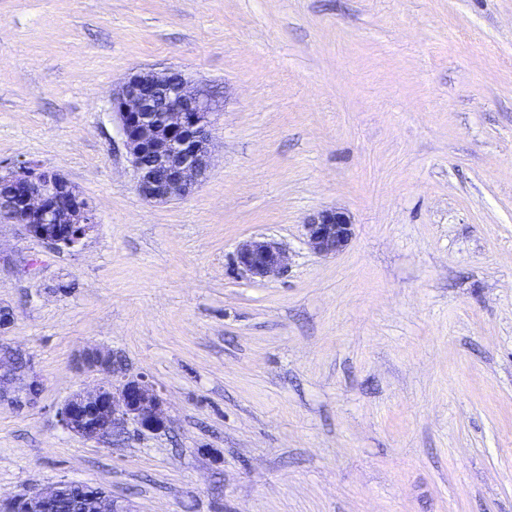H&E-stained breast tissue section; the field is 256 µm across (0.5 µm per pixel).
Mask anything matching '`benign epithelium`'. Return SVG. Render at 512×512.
<instances>
[{
	"instance_id": "7a95c632",
	"label": "benign epithelium",
	"mask_w": 512,
	"mask_h": 512,
	"mask_svg": "<svg viewBox=\"0 0 512 512\" xmlns=\"http://www.w3.org/2000/svg\"><path fill=\"white\" fill-rule=\"evenodd\" d=\"M112 112L119 122L124 145L136 173L139 194L158 203L189 196L205 175L210 160V107L184 75L137 71L126 76L112 93ZM8 201L7 220L27 234L58 249H74L86 238L97 215L91 202L61 173L36 161L12 167L0 165V199ZM355 227L350 216L334 208L310 213L303 236L311 252L334 257L351 243ZM233 262L254 279L264 280L285 271L287 250L264 236L238 243ZM0 349V404L21 410L35 402V380L17 385L28 362ZM84 363L104 377L91 388L73 392L58 411L60 426L98 444L115 441L134 426L139 433L158 434L169 418L161 391L145 376L111 379L115 364L101 350L85 353ZM85 484L62 479L28 494L0 499V512H54L71 488ZM80 512H132L129 505L97 489L79 498Z\"/></svg>"
}]
</instances>
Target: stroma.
Wrapping results in <instances>:
<instances>
[{
  "label": "stroma",
  "instance_id": "1",
  "mask_svg": "<svg viewBox=\"0 0 512 512\" xmlns=\"http://www.w3.org/2000/svg\"><path fill=\"white\" fill-rule=\"evenodd\" d=\"M213 109L183 200H145L112 115L135 71ZM97 207L59 251L0 222V496L60 479L132 512H512V0H0V163ZM355 225L304 243L316 210ZM265 236L279 277L230 265ZM110 351L170 427L111 445L56 412ZM302 226L305 244L322 257H334L345 251L355 233L350 216L335 208L310 213ZM18 355L8 347L1 346L0 404L6 402L11 407L21 410L35 402L39 395L40 387L39 383L35 380L26 385L13 387L17 380H22L20 376L28 369V362L26 360L23 359L21 363L15 360V356Z\"/></svg>",
  "mask_w": 512,
  "mask_h": 512
}]
</instances>
